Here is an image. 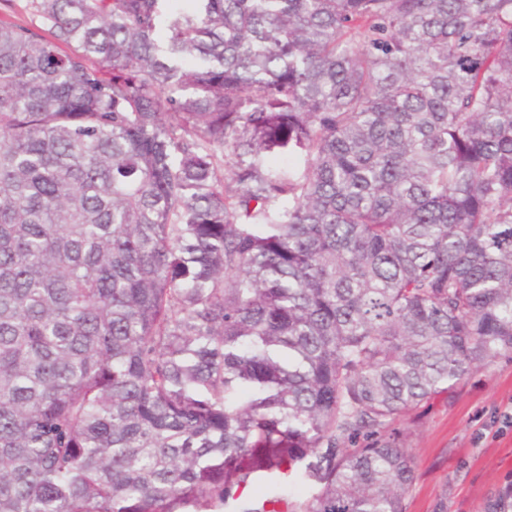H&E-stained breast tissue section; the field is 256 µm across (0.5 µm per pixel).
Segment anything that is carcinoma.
<instances>
[{"mask_svg": "<svg viewBox=\"0 0 512 512\" xmlns=\"http://www.w3.org/2000/svg\"><path fill=\"white\" fill-rule=\"evenodd\" d=\"M24 2L0 512H407L393 424L512 354V0Z\"/></svg>", "mask_w": 512, "mask_h": 512, "instance_id": "cac0c4a2", "label": "carcinoma"}]
</instances>
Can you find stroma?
<instances>
[{
  "mask_svg": "<svg viewBox=\"0 0 512 512\" xmlns=\"http://www.w3.org/2000/svg\"><path fill=\"white\" fill-rule=\"evenodd\" d=\"M512 409V355L474 372L449 398L422 404L395 424L417 450L408 512H495L512 482V431L494 419Z\"/></svg>",
  "mask_w": 512,
  "mask_h": 512,
  "instance_id": "stroma-1",
  "label": "stroma"
}]
</instances>
